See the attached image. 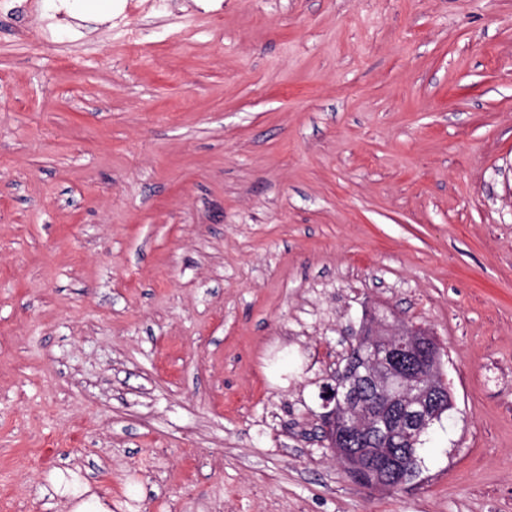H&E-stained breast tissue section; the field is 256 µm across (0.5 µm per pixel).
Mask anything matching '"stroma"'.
<instances>
[{
  "label": "stroma",
  "mask_w": 512,
  "mask_h": 512,
  "mask_svg": "<svg viewBox=\"0 0 512 512\" xmlns=\"http://www.w3.org/2000/svg\"><path fill=\"white\" fill-rule=\"evenodd\" d=\"M0 0V512H512V0ZM432 332L423 481L322 438ZM366 314L357 334L366 352L352 357L334 386L326 385L324 437L336 460L357 484L393 490L404 467L400 448L421 436L454 405L448 386L435 381L440 347L425 331L409 330L393 316ZM332 404V406H331ZM331 406V407H330ZM369 447H364L365 444ZM422 443L406 461L405 482L424 460Z\"/></svg>",
  "instance_id": "1"
}]
</instances>
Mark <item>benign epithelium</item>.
<instances>
[{"label":"benign epithelium","mask_w":512,"mask_h":512,"mask_svg":"<svg viewBox=\"0 0 512 512\" xmlns=\"http://www.w3.org/2000/svg\"><path fill=\"white\" fill-rule=\"evenodd\" d=\"M357 341L365 354L325 386L324 434L357 484L389 491L404 467L399 449L416 447L453 400L448 386L434 379L440 347L427 332L371 311Z\"/></svg>","instance_id":"obj_1"}]
</instances>
